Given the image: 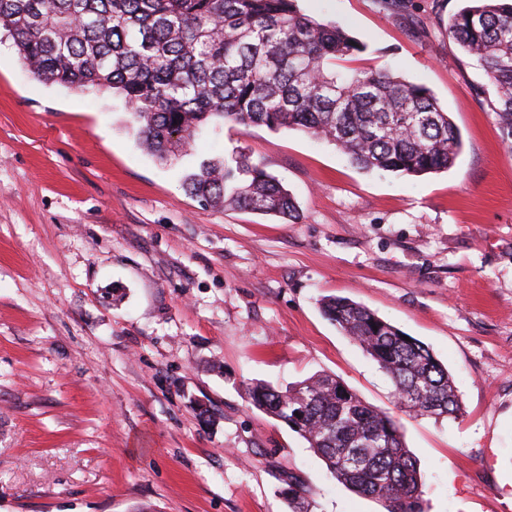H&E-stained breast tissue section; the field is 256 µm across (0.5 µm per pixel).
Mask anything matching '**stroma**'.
Returning <instances> with one entry per match:
<instances>
[{
  "label": "stroma",
  "mask_w": 512,
  "mask_h": 512,
  "mask_svg": "<svg viewBox=\"0 0 512 512\" xmlns=\"http://www.w3.org/2000/svg\"><path fill=\"white\" fill-rule=\"evenodd\" d=\"M368 49L357 66L426 86L462 136L454 166L401 178L297 130L224 128L192 155L142 152L123 100L45 85L0 42V512H386L338 483L250 381L318 373L397 411L389 378L320 312L361 303L424 343L456 419L398 413L427 512H512V145L464 0H299ZM244 151L297 222L203 206L181 178ZM307 486L297 476H288V488L282 491L285 496L289 512H311L307 496Z\"/></svg>",
  "instance_id": "obj_1"
}]
</instances>
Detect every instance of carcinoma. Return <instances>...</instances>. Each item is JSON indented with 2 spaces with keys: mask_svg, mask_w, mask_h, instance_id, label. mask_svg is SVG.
<instances>
[{
  "mask_svg": "<svg viewBox=\"0 0 512 512\" xmlns=\"http://www.w3.org/2000/svg\"><path fill=\"white\" fill-rule=\"evenodd\" d=\"M470 2L448 34L482 63L499 129L512 141V0ZM0 31L36 80L120 96L138 144L162 160L187 153L214 122L300 130L362 170L398 177L445 171L461 150L458 128L427 88L390 70L338 68L366 44L304 14L299 0H0ZM182 187L212 207L297 219L290 191L246 153L201 161ZM320 304L390 378L397 408L436 420L462 413L451 374L427 347L360 303ZM245 395L345 487L386 512H425L423 475L390 412L328 374L284 391L251 382ZM307 492L288 475L289 512H311Z\"/></svg>",
  "mask_w": 512,
  "mask_h": 512,
  "instance_id": "cac0c4a2",
  "label": "carcinoma"
}]
</instances>
